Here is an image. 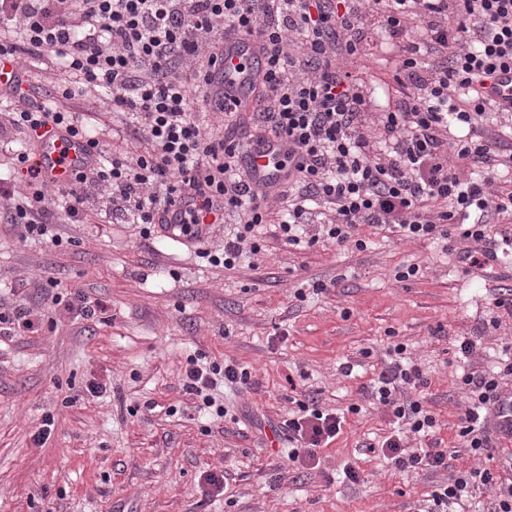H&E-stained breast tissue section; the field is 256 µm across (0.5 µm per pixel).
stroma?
<instances>
[{
    "label": "stroma",
    "instance_id": "1",
    "mask_svg": "<svg viewBox=\"0 0 512 512\" xmlns=\"http://www.w3.org/2000/svg\"><path fill=\"white\" fill-rule=\"evenodd\" d=\"M397 51L372 33L351 63L375 75V110L395 95L383 79ZM63 76L54 55L27 56L23 80L39 100L54 97ZM58 104L123 148L112 134L120 115L85 97ZM88 210L90 224L56 214L58 246L21 240L0 223V301L26 304L41 324L0 343V512H427L447 472L398 470L368 450L391 425L366 392L398 343L423 372L435 441L457 450L456 467L503 475L512 441L495 437L492 457H475L458 432L465 399L454 385L455 346L474 340L470 365L488 367L512 345V307L494 304L512 294V264L477 270L444 242L369 226L362 251L324 240L297 247L268 224L261 252L227 270L196 257L193 244L143 241L139 225L114 216L104 198ZM411 263L421 275L397 281ZM44 276L105 301L106 312L85 320L51 308L37 286ZM319 284L327 292H316ZM190 355L251 373L235 419L209 431L182 388ZM91 381L105 386L103 396H87ZM310 396L347 416L319 449V467L304 470L289 464L278 430ZM47 414L55 427L40 448L33 436ZM348 465L358 481H336ZM208 471L227 473L224 496L206 495Z\"/></svg>",
    "mask_w": 512,
    "mask_h": 512
}]
</instances>
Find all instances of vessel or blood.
<instances>
[{"instance_id":"b4317fda","label":"vessel or blood","mask_w":512,"mask_h":512,"mask_svg":"<svg viewBox=\"0 0 512 512\" xmlns=\"http://www.w3.org/2000/svg\"><path fill=\"white\" fill-rule=\"evenodd\" d=\"M263 71L264 61L254 41L245 37L229 38L224 42V63L216 69L215 83L218 90L249 106ZM481 92L499 109L512 112V69L497 70L492 79L483 83ZM282 149V142L273 140L248 152L243 167L249 180H282L283 174L276 168ZM93 161V151L86 140L71 136L65 129L52 127L30 154L27 165L47 181L60 184ZM492 422L502 435L512 440V396L497 403L492 411Z\"/></svg>"}]
</instances>
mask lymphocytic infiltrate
I'll return each mask as SVG.
<instances>
[{"instance_id": "1", "label": "lymphocytic infiltrate", "mask_w": 512, "mask_h": 512, "mask_svg": "<svg viewBox=\"0 0 512 512\" xmlns=\"http://www.w3.org/2000/svg\"><path fill=\"white\" fill-rule=\"evenodd\" d=\"M371 27L398 40L403 52L394 74L399 95L376 116L365 80L339 64L357 54ZM218 30L264 50L265 76L244 137L237 103L212 89V69L224 53L212 41ZM25 53L64 62L73 79L63 85V98L105 93L112 111L128 115V138L146 150L107 155L79 113L36 100L20 77ZM0 58L16 72L1 90L15 102L7 115L11 128L36 141L47 125L60 126L87 139L96 155L91 167L56 189L25 170L27 152L17 153L13 166L29 191L18 199L0 182V197L11 202L0 209V222L15 225L25 241L49 235L55 209L82 222L86 202L103 189L113 213L141 225L146 240L156 228L197 240L202 225L236 216L222 252L200 253L228 270L260 252L257 229L267 223L274 198L288 205L279 228L289 244L300 245L301 226L314 222L323 239L359 250L366 242L355 231L365 224L408 240L455 235L461 261L472 267L492 240L488 216L512 218V153L490 136L489 105L475 88L486 75L512 67V0H0ZM187 60L195 69L178 76ZM197 102L223 113V132L202 133ZM456 123L467 125L468 134L452 140L448 130ZM273 136L288 146L287 180L276 188L250 183L240 144ZM179 197L195 205L174 227L166 214ZM321 204L330 214L319 215ZM405 355L403 344L387 348L386 367L370 391L395 427L379 455L399 470L448 469V449L407 448L399 432L406 426L426 436L435 426L422 400L403 395L424 383ZM505 374L512 375V363L459 378L468 404L457 427L472 454L492 448L491 410L504 394ZM249 384V371L236 363L187 358L184 390L213 417L227 415L225 390ZM344 421V414L299 402L283 423L289 462L316 466L317 449L335 439ZM491 483L489 470H459L432 492L429 512H453Z\"/></svg>"}]
</instances>
